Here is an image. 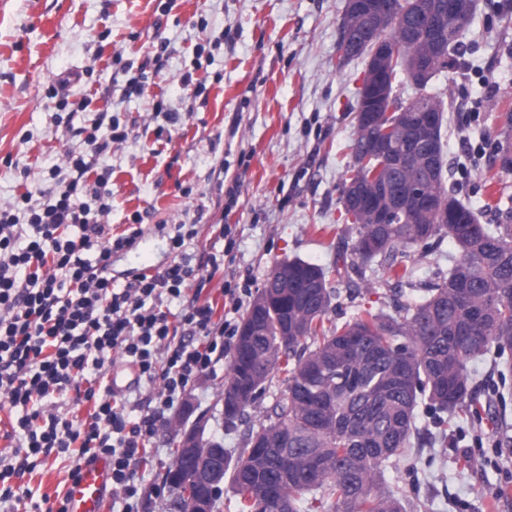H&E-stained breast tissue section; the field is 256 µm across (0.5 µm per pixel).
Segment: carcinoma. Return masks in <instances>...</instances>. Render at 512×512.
<instances>
[{"label": "carcinoma", "mask_w": 512, "mask_h": 512, "mask_svg": "<svg viewBox=\"0 0 512 512\" xmlns=\"http://www.w3.org/2000/svg\"><path fill=\"white\" fill-rule=\"evenodd\" d=\"M392 11L383 31L397 48L388 63L390 89L427 52L431 29L415 19L438 17L446 0H373ZM473 14L459 23L444 18L437 34L448 52L460 51L462 31ZM340 41L357 46L349 61L369 55L362 25L342 15ZM435 108L436 172L422 179L426 158L418 153L393 167L377 154L378 143L404 131L386 134L400 110L412 103L390 95L381 110L390 112L375 127L355 123L351 163L344 184L387 180L406 209L393 224H374L371 211H345L357 237L350 252L338 253L345 274L364 279L365 268L378 262L398 286L412 284L413 269L401 261L406 249L424 255L445 236L455 241L460 257L448 276L425 289L418 300L402 306L403 315L385 316L360 308L341 324L329 318L336 291L324 270L300 258L276 262L243 321L254 322L252 343L237 337L224 389L241 391L240 402L224 411V425L234 428L247 409L266 392L267 382L283 376L285 389L267 415L253 425L243 448L225 451L224 480L237 497L238 512H268L272 502L282 512H402L401 497L386 485L385 470L408 457L418 431L420 407L441 427L444 415L473 403L468 364L491 350L512 351V213L494 207L497 224L480 223L477 214L447 187L443 146L446 104L429 97ZM502 140L494 146L496 174H512V111L499 115ZM451 199L461 224H439L417 209V197ZM182 506V492L196 488L192 474L167 473Z\"/></svg>", "instance_id": "1"}]
</instances>
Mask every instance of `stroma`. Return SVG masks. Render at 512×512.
<instances>
[{
	"mask_svg": "<svg viewBox=\"0 0 512 512\" xmlns=\"http://www.w3.org/2000/svg\"><path fill=\"white\" fill-rule=\"evenodd\" d=\"M462 40L467 49L437 74L429 94L453 97L456 108L444 137L448 184L494 223L491 204L512 211V174L491 179V144L512 110V0H476ZM346 0H0V206L44 187L49 168L65 166L74 128L90 126L111 105L126 141L112 144L102 165L112 170V209L102 218L113 234L140 223L143 237L112 258V279L123 285L137 272L169 261L161 224H193L192 252L208 251L212 227L228 224L236 245L224 270L202 296L224 305L225 285L261 289L275 262L298 257L337 281L336 252L354 241L341 202L350 162L354 108L366 60L340 64L339 24ZM165 46L162 65L153 58ZM143 69V94L125 96L120 64ZM205 81L191 97L185 71ZM74 79L87 108L71 124L54 121L53 87ZM181 115L169 124L157 100ZM236 196H229V188ZM460 252L443 238L429 254L409 249L415 287L447 274ZM356 300H342L337 321L355 305L395 314V285L371 265ZM228 361L201 377L180 410L161 423L150 452L137 465L139 512H175L170 492L155 494L173 465L180 432L201 426L204 439L241 448L250 424L262 420L283 385L272 379L246 421L224 427L222 391ZM479 416L457 411L445 442L421 418L413 440L421 461L390 464L389 489L403 495L404 512H512V353L496 352L469 364ZM74 466L49 457L21 480L40 512H55Z\"/></svg>",
	"mask_w": 512,
	"mask_h": 512,
	"instance_id": "1",
	"label": "stroma"
}]
</instances>
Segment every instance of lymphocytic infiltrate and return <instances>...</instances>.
Masks as SVG:
<instances>
[{"instance_id": "lymphocytic-infiltrate-1", "label": "lymphocytic infiltrate", "mask_w": 512, "mask_h": 512, "mask_svg": "<svg viewBox=\"0 0 512 512\" xmlns=\"http://www.w3.org/2000/svg\"><path fill=\"white\" fill-rule=\"evenodd\" d=\"M76 134L68 166L50 168L46 188L0 207V393L22 410L11 422L18 448L15 464L0 469V502L26 497L17 478L73 451L81 466L109 458L112 488L126 499L122 512H135L134 462L145 459L158 422L229 351L245 295L225 288L230 314L219 319L212 303L188 292L199 270L216 274L232 252L227 224L218 231L222 251L207 252L198 266L186 252L197 232L179 228L169 239L177 261L114 287L112 257L132 250L142 229L116 236L100 222L112 208V191L111 172L99 163L127 133L103 108L91 129ZM175 299L183 303L177 316L169 308ZM117 355L138 379L162 382L157 407L135 423L127 420L125 398L101 389L100 374ZM70 391L86 418L45 411L46 399Z\"/></svg>"}]
</instances>
